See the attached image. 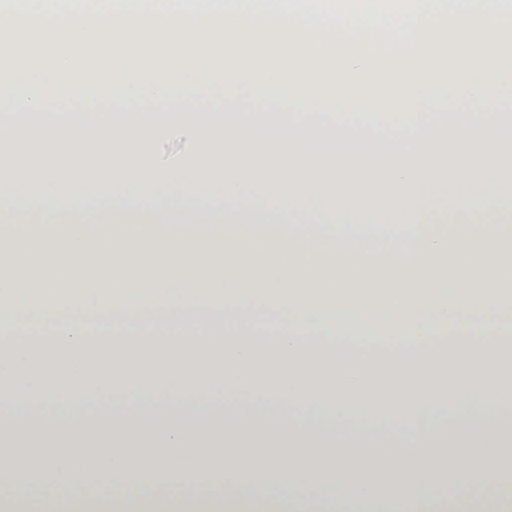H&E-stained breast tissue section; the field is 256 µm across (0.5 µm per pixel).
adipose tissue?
<instances>
[{"instance_id":"adipose-tissue-1","label":"adipose tissue","mask_w":512,"mask_h":512,"mask_svg":"<svg viewBox=\"0 0 512 512\" xmlns=\"http://www.w3.org/2000/svg\"><path fill=\"white\" fill-rule=\"evenodd\" d=\"M203 177H150L137 207L112 193L80 213L0 197V394L56 402L61 389L115 399L154 392L208 407L150 423L0 427V479L26 492L7 512L58 505L77 473L99 489L78 512H449L460 479L469 512H512V425L497 363L512 341V215L432 205L435 188L266 179L296 205L198 199ZM386 203L406 225L385 260L334 231L354 204ZM254 411L223 427L218 400ZM480 406L482 430L432 427L440 401ZM332 422L335 437L274 426L284 409ZM376 415L417 425L404 451L348 440ZM47 448L40 463L29 451Z\"/></svg>"}]
</instances>
